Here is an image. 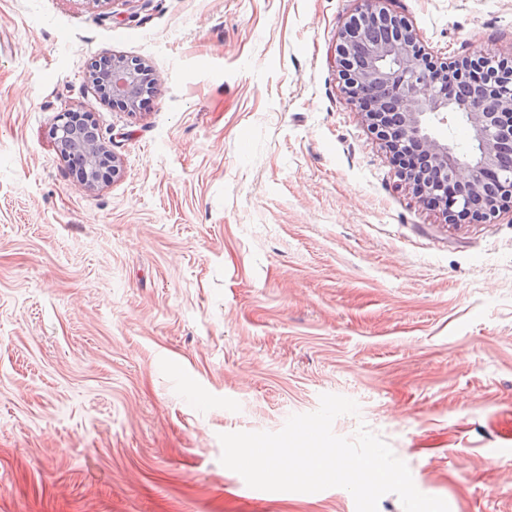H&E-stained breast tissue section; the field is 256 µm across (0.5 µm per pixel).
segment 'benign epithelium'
I'll use <instances>...</instances> for the list:
<instances>
[{
	"label": "benign epithelium",
	"instance_id": "benign-epithelium-1",
	"mask_svg": "<svg viewBox=\"0 0 512 512\" xmlns=\"http://www.w3.org/2000/svg\"><path fill=\"white\" fill-rule=\"evenodd\" d=\"M385 2L361 0L340 34L336 60L348 99L390 152L414 156L413 170L398 176L433 198L448 223L465 216L486 222L512 210V157L503 154L512 149V67L489 55L436 64ZM89 77L105 98L130 109L154 89L144 63L122 58L100 59ZM457 119L472 130L471 152L441 136ZM53 136L60 153L81 169L86 190L99 188L104 169L119 172L92 114L61 113Z\"/></svg>",
	"mask_w": 512,
	"mask_h": 512
}]
</instances>
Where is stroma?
<instances>
[{
  "label": "stroma",
  "instance_id": "stroma-1",
  "mask_svg": "<svg viewBox=\"0 0 512 512\" xmlns=\"http://www.w3.org/2000/svg\"><path fill=\"white\" fill-rule=\"evenodd\" d=\"M361 0H0V512H356L219 434L324 393L450 512H512V213L446 223L342 90ZM436 62L512 60V0H388ZM148 65L145 107L86 78ZM90 112L86 191L52 135ZM60 153L81 169L82 185L88 191L99 188L106 168L112 176L119 172L118 158L97 131L91 113L63 112L58 115L52 132Z\"/></svg>",
  "mask_w": 512,
  "mask_h": 512
}]
</instances>
